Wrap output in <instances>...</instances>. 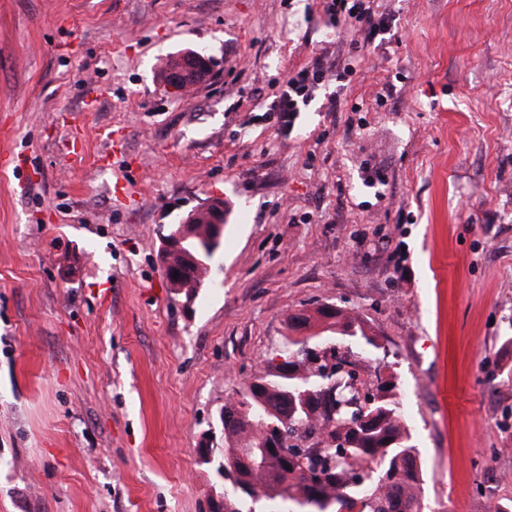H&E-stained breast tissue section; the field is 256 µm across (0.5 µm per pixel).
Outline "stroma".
Returning <instances> with one entry per match:
<instances>
[{
    "label": "stroma",
    "instance_id": "obj_1",
    "mask_svg": "<svg viewBox=\"0 0 512 512\" xmlns=\"http://www.w3.org/2000/svg\"><path fill=\"white\" fill-rule=\"evenodd\" d=\"M382 3L287 123L289 72L352 54L319 0H0V512H214L221 409L322 303L397 377L423 512L512 499V0ZM209 197L189 301L161 235ZM198 72L200 73L197 74ZM165 76L166 84L182 93L208 80L210 77L208 59L200 51H193L182 58L175 56ZM352 58L348 63L336 65V73L332 66L325 67L320 57L315 58L311 66L288 76L286 85L280 94L274 97L269 111L283 112V117L288 118L289 122V118L295 112H300L301 105H305L327 80L342 82L356 74V66L364 60V55Z\"/></svg>",
    "mask_w": 512,
    "mask_h": 512
}]
</instances>
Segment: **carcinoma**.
Returning <instances> with one entry per match:
<instances>
[{"instance_id":"carcinoma-1","label":"carcinoma","mask_w":512,"mask_h":512,"mask_svg":"<svg viewBox=\"0 0 512 512\" xmlns=\"http://www.w3.org/2000/svg\"><path fill=\"white\" fill-rule=\"evenodd\" d=\"M213 225H194V236L173 257L182 271L177 288L196 294L217 246H209ZM288 334L263 360L250 382L234 390L237 403L224 404V512H421L423 469L398 399L395 376L377 378L361 417L343 410L323 414L326 395L350 397L313 366L327 347H355L373 360L376 338L360 319L336 307L318 306L286 318ZM276 357L288 370L271 366ZM252 448L277 463L254 468L238 454Z\"/></svg>"}]
</instances>
